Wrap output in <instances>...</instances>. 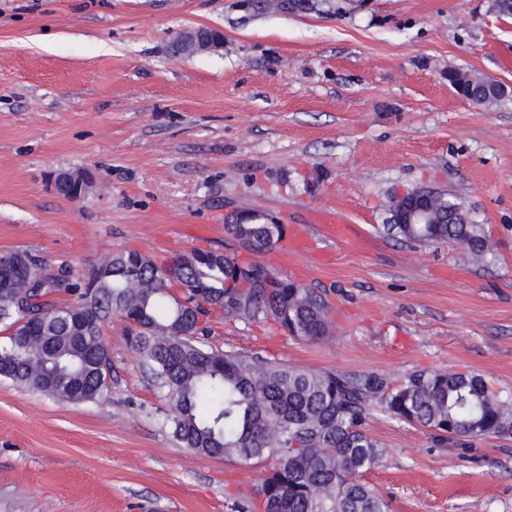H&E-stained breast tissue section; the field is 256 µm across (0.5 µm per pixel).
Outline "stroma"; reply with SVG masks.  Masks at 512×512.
Here are the masks:
<instances>
[{"mask_svg":"<svg viewBox=\"0 0 512 512\" xmlns=\"http://www.w3.org/2000/svg\"><path fill=\"white\" fill-rule=\"evenodd\" d=\"M252 14L242 0H0V251L87 274L104 254L235 252L226 216L303 227L307 250L264 263L331 305L330 336L296 340L216 314L214 345L291 366L398 381L485 375L512 395V95L477 104L452 71L512 87V16L496 0H318ZM190 27L215 51L174 57ZM89 172L84 196L51 184ZM430 188L484 225L481 264L454 244L388 234V201ZM344 215L330 241L317 212ZM111 394L70 405L0 379V512H236L257 464L205 458L120 320ZM384 447L365 480L390 512H512V439L466 448L372 411ZM180 39L182 43L187 45H197L202 41L205 45V49L211 50H216L222 47L223 44L222 34L208 28H197L187 31L180 36Z\"/></svg>","mask_w":512,"mask_h":512,"instance_id":"1","label":"stroma"}]
</instances>
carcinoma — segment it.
Masks as SVG:
<instances>
[{"label": "carcinoma", "instance_id": "cac0c4a2", "mask_svg": "<svg viewBox=\"0 0 512 512\" xmlns=\"http://www.w3.org/2000/svg\"><path fill=\"white\" fill-rule=\"evenodd\" d=\"M432 212L435 224L386 228L414 245L455 243L484 260L486 232L460 223L461 204L436 192ZM257 213L242 208L224 231L240 249L262 255L287 239L288 226L266 224ZM17 253L20 266L0 272V378L64 403L104 400L112 382L104 326L124 320L167 402L164 424L176 440L198 456L266 470L240 512H389L364 481L385 455L365 428L373 408L452 444L512 438V396L480 374L420 370L393 384L383 374L308 370L213 345V309L295 339L330 335L324 296L265 263L194 248L178 254L174 282L168 260L128 250L103 255L91 276L75 282L31 250ZM62 289L74 303L51 299Z\"/></svg>", "mask_w": 512, "mask_h": 512}]
</instances>
